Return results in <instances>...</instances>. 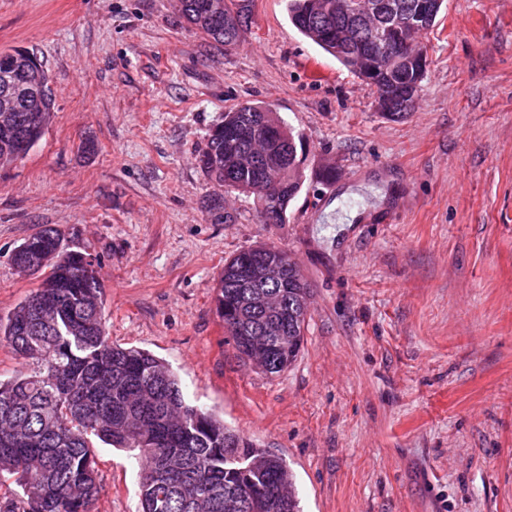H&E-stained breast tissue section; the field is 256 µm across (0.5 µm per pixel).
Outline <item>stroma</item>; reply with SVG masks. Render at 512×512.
Returning a JSON list of instances; mask_svg holds the SVG:
<instances>
[{"label":"stroma","instance_id":"stroma-1","mask_svg":"<svg viewBox=\"0 0 512 512\" xmlns=\"http://www.w3.org/2000/svg\"><path fill=\"white\" fill-rule=\"evenodd\" d=\"M421 41L416 104L393 119L284 0H252L231 48L177 0H0V52L36 50L57 90L43 138L0 167V317L38 283L12 250L60 228L100 263L112 343L286 459L302 512H512V0H445ZM245 102L304 138L283 224L239 192L227 223L207 213L196 154ZM258 245L312 288L300 353L273 375L214 303L225 260ZM95 454L93 512H141L134 459Z\"/></svg>","mask_w":512,"mask_h":512}]
</instances>
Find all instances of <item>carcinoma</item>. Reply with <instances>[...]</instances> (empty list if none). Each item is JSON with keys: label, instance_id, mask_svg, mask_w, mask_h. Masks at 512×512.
<instances>
[{"label": "carcinoma", "instance_id": "1", "mask_svg": "<svg viewBox=\"0 0 512 512\" xmlns=\"http://www.w3.org/2000/svg\"><path fill=\"white\" fill-rule=\"evenodd\" d=\"M212 0H182L181 16L207 38L237 43L251 18V0H220L222 23ZM288 18L309 41L346 67L360 65L357 38L384 40L395 10L415 0H373L382 15L359 9V0H285ZM43 62L26 49L0 54V72L18 79ZM56 109L53 89L29 112L19 135L38 141ZM265 107L244 103L226 115L247 131L229 145L215 124L197 154L214 186L254 196L269 189L268 224H283L304 180L303 137L283 123L268 125ZM288 141V169L275 164H237L255 145ZM14 137L0 128V166L12 159ZM218 224L230 220L218 195L208 199ZM280 249L257 255L240 251L224 263L216 312L240 356L252 336L268 337L267 373L278 374L297 357L309 312L310 288L295 265L283 277L249 287L244 270L274 260ZM89 253L68 249L64 234L47 226L25 239L10 264L41 276L38 286L0 320V343L24 361L26 371L0 379V476L15 478L0 512H91L101 490L93 440L134 453L142 512H300L293 474L282 457L228 429L208 410L187 402L178 379L154 355L112 344L106 333L98 264Z\"/></svg>", "mask_w": 512, "mask_h": 512}]
</instances>
